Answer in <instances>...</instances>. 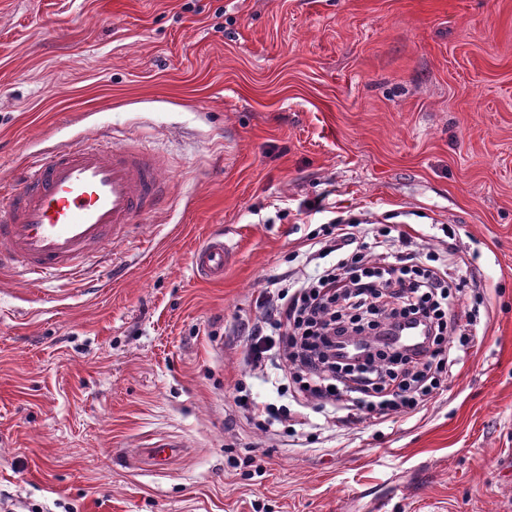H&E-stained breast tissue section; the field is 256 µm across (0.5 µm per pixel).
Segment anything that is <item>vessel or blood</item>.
I'll return each mask as SVG.
<instances>
[{
  "label": "vessel or blood",
  "mask_w": 512,
  "mask_h": 512,
  "mask_svg": "<svg viewBox=\"0 0 512 512\" xmlns=\"http://www.w3.org/2000/svg\"><path fill=\"white\" fill-rule=\"evenodd\" d=\"M164 164L155 150L125 139L45 143L0 194V274L20 270L34 284L76 282L89 263L111 260L137 217L168 200L169 186L159 178ZM229 255L217 235L196 248L191 261L199 276L219 281ZM179 449L158 441L142 459L155 464Z\"/></svg>",
  "instance_id": "1"
}]
</instances>
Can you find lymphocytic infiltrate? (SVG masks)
I'll use <instances>...</instances> for the list:
<instances>
[{
  "mask_svg": "<svg viewBox=\"0 0 512 512\" xmlns=\"http://www.w3.org/2000/svg\"><path fill=\"white\" fill-rule=\"evenodd\" d=\"M368 232L374 242L366 251L358 241ZM414 246L393 224L323 225L308 238L313 268L293 273L291 287L262 289L256 299L255 319L243 327L249 375L288 381L298 405L316 404L331 417L342 409L376 419L416 415L437 402L443 374L472 341L451 314L462 288L450 272L475 260L446 248L425 266ZM330 255L334 263L322 265ZM406 324L423 328L420 348L394 343L395 330ZM235 391V405L260 430L294 419L288 405L260 407L243 384Z\"/></svg>",
  "mask_w": 512,
  "mask_h": 512,
  "instance_id": "f902f5d3",
  "label": "lymphocytic infiltrate"
}]
</instances>
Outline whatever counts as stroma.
I'll list each match as a JSON object with an SVG mask.
<instances>
[{
  "label": "stroma",
  "mask_w": 512,
  "mask_h": 512,
  "mask_svg": "<svg viewBox=\"0 0 512 512\" xmlns=\"http://www.w3.org/2000/svg\"><path fill=\"white\" fill-rule=\"evenodd\" d=\"M108 132L171 195L117 272L0 277V512H512V0H0V173ZM339 215L478 253V342L424 416L262 432L233 330ZM230 251V247L224 245V234L214 236L193 252L191 257L193 268L206 280H222ZM144 448L142 452V460L146 464H157L159 461L166 460L172 454L177 453L181 445L173 441H157Z\"/></svg>",
  "instance_id": "obj_1"
}]
</instances>
